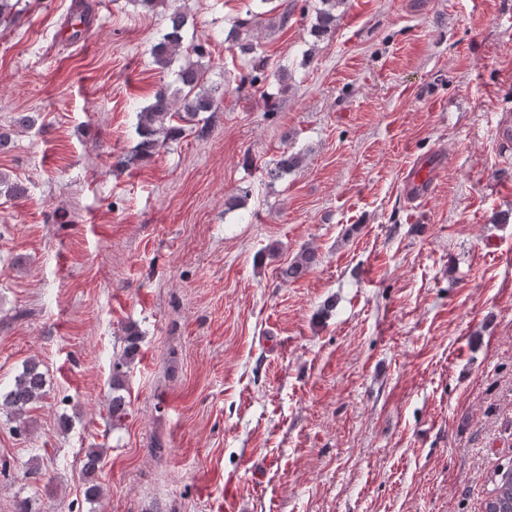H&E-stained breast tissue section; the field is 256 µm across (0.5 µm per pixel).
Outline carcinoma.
Segmentation results:
<instances>
[{"label":"carcinoma","mask_w":512,"mask_h":512,"mask_svg":"<svg viewBox=\"0 0 512 512\" xmlns=\"http://www.w3.org/2000/svg\"><path fill=\"white\" fill-rule=\"evenodd\" d=\"M321 7L316 9L315 23L311 35L321 38L336 28V8L344 0H319ZM187 18L174 9L168 14V26L162 38L151 47L153 63L160 70H168L185 52H198V47L186 44L185 27ZM244 23L234 21L226 40L230 41L228 50L238 55L241 68L246 73L241 75L240 85L255 87L277 82L282 89H288L287 71L279 68L268 70V59L260 44L251 40L248 33L242 32ZM175 88L168 86L158 90L153 101L137 114V134L139 142L132 153L122 160L129 165L152 157L157 148L168 140L181 137L186 130L199 124L198 116L202 112L213 111L218 98L215 91L206 88L207 68L199 63L189 62L179 67L174 79ZM300 157L284 155L267 173L280 176L298 167ZM315 261V252L303 248L288 266L286 275L295 277L305 272ZM142 337L133 328L126 330L125 347L122 354L112 362V399L109 411L112 421L123 418L126 412L125 397L119 391L125 388L128 370L138 355ZM46 395V380L35 360L29 361L23 371L15 378L13 385L6 391L0 389V410L9 415L15 423L18 434L27 432L25 415L28 409ZM104 449L90 448L85 453L83 470L85 500L92 503L103 496V487L99 482L100 462ZM485 512H512V472L507 470L502 475L491 495L485 502Z\"/></svg>","instance_id":"obj_1"}]
</instances>
